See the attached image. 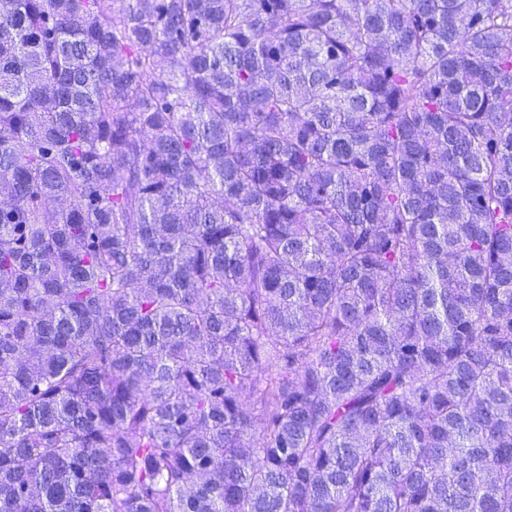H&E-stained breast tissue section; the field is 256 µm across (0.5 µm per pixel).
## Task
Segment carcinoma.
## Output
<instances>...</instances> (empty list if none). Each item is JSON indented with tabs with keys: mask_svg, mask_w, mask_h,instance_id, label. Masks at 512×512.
I'll list each match as a JSON object with an SVG mask.
<instances>
[{
	"mask_svg": "<svg viewBox=\"0 0 512 512\" xmlns=\"http://www.w3.org/2000/svg\"><path fill=\"white\" fill-rule=\"evenodd\" d=\"M0 197V512H512V0H0Z\"/></svg>",
	"mask_w": 512,
	"mask_h": 512,
	"instance_id": "1",
	"label": "carcinoma"
}]
</instances>
